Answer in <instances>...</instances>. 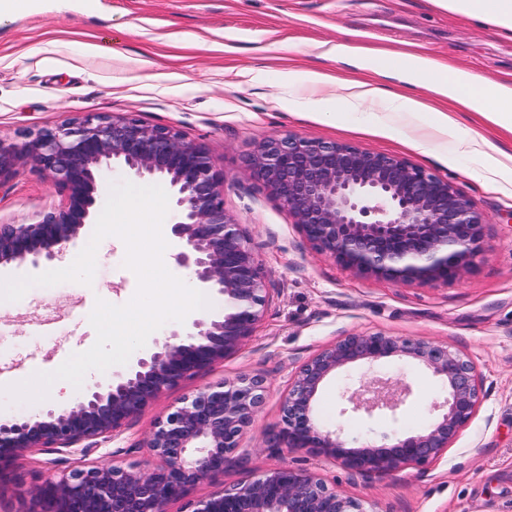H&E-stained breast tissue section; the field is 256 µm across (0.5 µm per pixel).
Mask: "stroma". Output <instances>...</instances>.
<instances>
[{"mask_svg":"<svg viewBox=\"0 0 512 512\" xmlns=\"http://www.w3.org/2000/svg\"><path fill=\"white\" fill-rule=\"evenodd\" d=\"M0 18V139L52 126L84 112H133L173 126L203 144L225 175L224 207L250 240L269 288L254 337L238 353L168 391L103 444L118 463L150 468L142 442L154 421L183 395L226 378L260 374L268 399L243 435L236 461L190 489L198 499L254 472L288 463L315 473L369 512H512V171L485 179L489 158L512 154V133L471 111L456 110L400 71L379 79L383 93L365 111L338 107L340 83L368 80L356 59H325L311 44L355 40L367 53L421 51L451 68L512 86V32L435 6L432 0H19ZM152 59L146 69L142 59ZM327 75L319 92L335 123L309 106L288 105L283 76ZM416 98L419 116L386 111V94ZM454 115L489 142L485 156L460 153L454 133L432 129L434 109ZM335 140L403 157L449 179L488 217L483 253L465 278L395 285L361 279L302 238L288 211L271 199L245 164L264 135ZM63 194L36 167L20 168L0 189V222H22L61 202ZM126 248L104 238L92 284L32 287L0 304V376L51 372L96 340L89 315L96 299L124 304L137 279ZM367 331L447 344L471 360L481 384L477 411L448 451L420 468L387 477L350 472L315 453L277 457L264 451L279 404L299 366L344 334ZM383 373L406 379L413 394L399 420L339 421L344 379L328 384L318 415L343 424L349 446L406 434L433 417L440 385L397 363ZM46 474L43 457L18 460L0 484V512H28L22 488Z\"/></svg>","mask_w":512,"mask_h":512,"instance_id":"obj_1","label":"stroma"}]
</instances>
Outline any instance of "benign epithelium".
Listing matches in <instances>:
<instances>
[{"mask_svg":"<svg viewBox=\"0 0 512 512\" xmlns=\"http://www.w3.org/2000/svg\"><path fill=\"white\" fill-rule=\"evenodd\" d=\"M37 166L64 192L35 220L0 224V266L37 270L79 246L97 221L108 175L159 178L170 188L173 259L224 310L170 330L153 350L112 371L65 409L0 417V484L29 453L49 455L53 471L31 491L32 512H368L316 474L280 465L196 500L189 490L224 473L267 398L260 375L225 378L179 399L158 418L143 447L144 470L92 455L165 391L236 354L254 336L269 288L241 224L224 208V173L206 148L171 126L132 113L85 112L41 128L20 145L0 141V188L20 167ZM253 177L293 216L304 238L362 278L436 284L469 273L480 257L487 220L446 178L397 156L296 135L266 136L247 157ZM389 361L425 369L440 382L435 417L393 443L347 447L316 414L325 384L351 367L367 369L347 394L353 411L397 418L412 394L401 378L372 374ZM480 401L472 363L447 345L381 332L350 333L296 371L268 435L272 454L311 449L359 474L388 476L425 468L450 448Z\"/></svg>","mask_w":512,"mask_h":512,"instance_id":"obj_1","label":"benign epithelium"}]
</instances>
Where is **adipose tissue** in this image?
I'll return each instance as SVG.
<instances>
[{
    "mask_svg": "<svg viewBox=\"0 0 512 512\" xmlns=\"http://www.w3.org/2000/svg\"><path fill=\"white\" fill-rule=\"evenodd\" d=\"M435 2L449 12L512 32V0ZM327 51L339 57H358L362 68L378 73L387 72L392 62H399L409 79H427L436 95L447 98L460 107L479 112L494 125L512 132V86L485 82L476 75L452 69L420 53L399 52L391 58L374 56L362 53L360 47L347 43L328 46Z\"/></svg>",
    "mask_w": 512,
    "mask_h": 512,
    "instance_id": "adipose-tissue-1",
    "label": "adipose tissue"
}]
</instances>
